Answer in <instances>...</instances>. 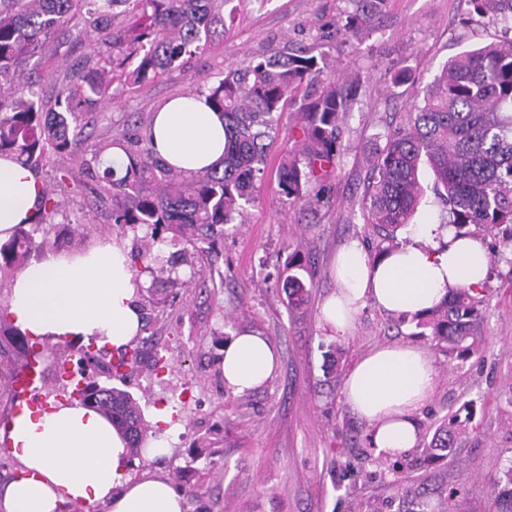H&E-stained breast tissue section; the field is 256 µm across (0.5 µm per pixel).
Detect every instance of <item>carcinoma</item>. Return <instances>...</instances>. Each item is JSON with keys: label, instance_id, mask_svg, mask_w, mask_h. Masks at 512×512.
Returning a JSON list of instances; mask_svg holds the SVG:
<instances>
[{"label": "carcinoma", "instance_id": "1", "mask_svg": "<svg viewBox=\"0 0 512 512\" xmlns=\"http://www.w3.org/2000/svg\"><path fill=\"white\" fill-rule=\"evenodd\" d=\"M342 30L356 37L378 20L386 0H347ZM478 14L493 13L506 23V37L465 51L416 93L406 125L386 135L372 157L364 199L367 223L384 232L396 247V232L412 223L424 198L421 172L428 169L442 204L439 223L462 234L491 233L512 224V0H468ZM227 0H0V154L39 167L52 156L90 153L99 162L100 148L79 129L82 117L112 99V86L141 85L182 68L202 51L217 28L225 27ZM74 40H87L93 54L81 71L63 75L53 103L41 97L30 79L35 67L62 55ZM327 67L299 48L230 68L207 88L211 107L224 114L227 147L217 168L176 174L151 150L142 153L139 139L123 131L115 142L126 156L124 174L112 167L91 181L108 183L112 223L117 229H145L157 234L170 225L204 232L243 217L263 174L268 142L278 134V117L287 108L304 120L301 153L306 167L287 158L278 172L281 192L305 198V183L319 178L336 162L340 123L360 89V80L315 85ZM60 201L43 191L35 224H50ZM25 245H20V242ZM0 245V273L13 271L35 247L33 238ZM485 288H456L425 316L402 315L416 335L429 336L438 353L450 360L473 355L481 341L479 306ZM308 289L288 279V304L299 309ZM28 358H43L42 343L15 332ZM81 404L111 420L127 439L131 455L141 452L148 426L136 400L112 385L88 382L75 388ZM454 432L444 425L422 449L431 462H446L454 453ZM499 512H512V465L497 485Z\"/></svg>", "mask_w": 512, "mask_h": 512}]
</instances>
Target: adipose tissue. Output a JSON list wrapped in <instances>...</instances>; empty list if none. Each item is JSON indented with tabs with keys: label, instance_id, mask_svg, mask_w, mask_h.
<instances>
[{
	"label": "adipose tissue",
	"instance_id": "adipose-tissue-1",
	"mask_svg": "<svg viewBox=\"0 0 512 512\" xmlns=\"http://www.w3.org/2000/svg\"><path fill=\"white\" fill-rule=\"evenodd\" d=\"M149 136L154 153L177 171L215 166L224 156V118L205 95L172 97L154 113ZM42 195L35 170L0 156V240L19 224L33 223ZM413 240L370 259L359 241L333 261L337 288L321 305L326 328L349 331L359 312L374 305L394 315L424 314L452 289L477 288L490 257L479 237L456 236L430 222L412 227ZM8 312L29 336L126 346L140 332L137 281L126 252L96 245L70 259L48 255L16 276ZM278 355L264 337L243 333L224 347V383L242 394L275 372ZM436 369L419 346H380L368 352L343 385L346 405L370 428L377 454L391 457L416 448L417 411L432 396ZM22 469L0 491V512H58L66 502L101 504L107 512H183L184 499L167 478H132L125 439L95 410L60 404L27 410L10 426Z\"/></svg>",
	"mask_w": 512,
	"mask_h": 512
}]
</instances>
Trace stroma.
Masks as SVG:
<instances>
[{"instance_id":"obj_1","label":"stroma","mask_w":512,"mask_h":512,"mask_svg":"<svg viewBox=\"0 0 512 512\" xmlns=\"http://www.w3.org/2000/svg\"><path fill=\"white\" fill-rule=\"evenodd\" d=\"M234 20L217 33L182 71L135 89L116 86L110 104L97 110L86 132L97 145L114 133L146 135L154 112L169 98L206 90L226 68L248 65L283 43L326 58L323 79L359 77L362 90L340 127V155L333 168L311 182L307 204L282 194L277 173L285 155L304 139L301 116L288 109L267 149L262 180L242 223L217 225L208 238L161 230V244L144 232L113 231L102 184L86 181L88 156L43 164L38 174L53 187L60 168L75 186L61 192L53 224L35 232L28 260L46 254L84 252L117 243L127 254L151 252L156 260L138 294L143 318L132 345L139 360L122 376L88 364L84 344H49L42 360L48 403L68 402L65 378L51 364L128 391L150 435L164 436L165 455L136 457L134 476L163 475L182 493L185 512H448L456 490L461 512H495L494 484L512 465V250L496 236L483 240L499 275L482 306V340L468 360L434 354L437 378L432 397L417 412L420 445L391 470L376 455L368 427L345 404L343 383L372 348L413 345L431 348L410 324L366 306L342 335L322 323V302L337 285L332 272L338 250L358 240L368 250L380 242L362 202L369 156L390 130L405 124L414 91L426 87L451 57L499 41V16L472 13L468 0H388L384 16L356 38L339 30L346 0H232ZM408 69L406 87L395 77ZM298 274L310 289L307 305L290 308L285 283ZM12 320L0 323V483L17 474L5 423L16 401L13 377L25 361L13 345ZM251 332L269 340L279 364L261 388L236 394L226 388L224 346ZM168 363L162 373L157 356ZM167 410L170 423L154 421ZM456 429L448 464L427 465L421 456L446 420Z\"/></svg>"}]
</instances>
